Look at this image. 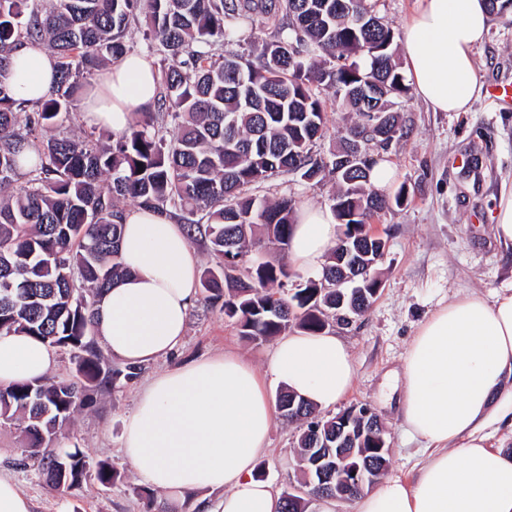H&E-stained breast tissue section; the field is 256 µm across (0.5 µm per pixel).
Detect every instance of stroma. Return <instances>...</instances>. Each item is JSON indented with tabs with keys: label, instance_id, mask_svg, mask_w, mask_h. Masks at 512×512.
<instances>
[{
	"label": "stroma",
	"instance_id": "stroma-1",
	"mask_svg": "<svg viewBox=\"0 0 512 512\" xmlns=\"http://www.w3.org/2000/svg\"><path fill=\"white\" fill-rule=\"evenodd\" d=\"M475 76L503 93L484 96L467 112H434L407 94L398 101L409 132L384 160L396 171V184L408 189V204L381 215L374 234L388 243L376 273L379 295L351 327L329 323L352 351L356 371L349 395L336 411L370 404L382 419L391 449L388 475H407L421 443L402 423L401 390L394 387L406 349L421 322L440 302L455 294H490L512 279V247L495 235V211L504 185L512 183V11L491 17L487 38L476 51ZM331 185L306 184L278 176L255 188L260 197L284 194L298 205L329 206ZM277 345L243 339L219 305L198 298L188 316L185 344L169 358L147 364L139 379L117 383L112 391L91 393L92 402L52 441L53 447L80 446L106 460L122 480L104 487L88 479L82 490L49 488L36 465H20L25 444L21 421L0 420V475L14 480L33 503V512H165L167 502L155 493L146 502L122 450L125 421L142 383L178 364L234 352L265 369ZM298 430L276 420L258 465L274 490L296 482Z\"/></svg>",
	"mask_w": 512,
	"mask_h": 512
}]
</instances>
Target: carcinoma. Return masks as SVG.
Listing matches in <instances>:
<instances>
[{
  "label": "carcinoma",
  "mask_w": 512,
  "mask_h": 512,
  "mask_svg": "<svg viewBox=\"0 0 512 512\" xmlns=\"http://www.w3.org/2000/svg\"><path fill=\"white\" fill-rule=\"evenodd\" d=\"M0 0V331L25 332L68 352L74 374L52 381L0 388V418L23 416L22 455L38 463L57 490L83 487L90 471L103 487L121 472L91 463L77 445L51 448L52 437L88 404V391L131 381L140 366L105 363L91 334L95 298L124 274L119 256L129 198L177 217L189 243L202 242L215 257L199 279L201 292L222 302L240 335L267 341L292 327L316 333L326 311L336 310V289L318 294L316 280L290 287L284 262L296 201L274 202L247 188L279 174L298 181L331 182V208L352 248L376 253L384 239L370 236L374 219L408 199L405 186L389 196L370 184L374 158L335 175L337 152L317 149L327 129L331 100L355 114L340 144L346 150L365 112L345 91L373 79L386 86L389 148L405 120L395 109L407 93L387 23L365 29L372 0ZM141 18L145 40L156 45L160 98L122 134L90 132L56 137L48 131L69 114L83 88L106 65L131 51V20ZM271 20L273 39L253 58L234 50L243 26ZM45 45L58 78L36 100L15 94L11 52ZM379 44L381 52L370 53ZM143 171H138V168ZM260 232L274 247L248 257L247 237ZM239 276L224 274V258ZM278 409L300 424L299 453L336 446V417H319L303 399L282 391ZM349 447L365 454L381 477L389 465L386 433H357Z\"/></svg>",
  "instance_id": "obj_1"
}]
</instances>
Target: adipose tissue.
Returning <instances> with one entry per match:
<instances>
[{
	"mask_svg": "<svg viewBox=\"0 0 512 512\" xmlns=\"http://www.w3.org/2000/svg\"><path fill=\"white\" fill-rule=\"evenodd\" d=\"M486 0H416L405 24L406 77L435 112H466L483 86L475 50L488 34ZM55 59L26 45L12 56V84L27 99L43 96ZM84 102L87 124L118 134L135 113L153 108L158 75L129 54L99 72ZM336 244L327 207H302L288 255L299 270H319ZM126 275L94 304V334L114 360L141 365L176 354L197 295L195 251L165 214L137 208L124 216ZM52 347L24 333H0V386L44 378ZM354 358L332 332H296L277 344L265 371L227 353L156 375L141 391L124 429L125 457L138 480L193 512H280L282 501L255 474L276 417L272 385L315 409L335 406L351 389ZM401 416L424 448L412 478L389 477L355 500V512H512V282L492 295L464 293L421 323L401 368ZM204 490L221 498H201Z\"/></svg>",
	"mask_w": 512,
	"mask_h": 512,
	"instance_id": "ef3b65f1",
	"label": "adipose tissue"
}]
</instances>
